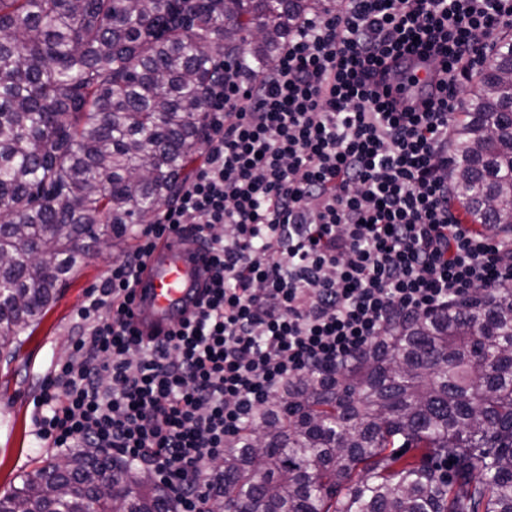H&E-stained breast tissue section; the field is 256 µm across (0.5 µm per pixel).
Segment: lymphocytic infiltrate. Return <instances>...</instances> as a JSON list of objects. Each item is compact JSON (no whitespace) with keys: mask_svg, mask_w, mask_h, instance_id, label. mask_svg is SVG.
<instances>
[{"mask_svg":"<svg viewBox=\"0 0 512 512\" xmlns=\"http://www.w3.org/2000/svg\"><path fill=\"white\" fill-rule=\"evenodd\" d=\"M512 0H337L276 59L212 83L202 161L174 203L133 227L44 375L36 437L107 448L149 470L176 512L224 444L285 386L335 374L398 322L512 286V232L459 223L448 137L463 81ZM424 50L419 82L405 51ZM410 101L392 111L390 94ZM190 233L212 258L192 315L143 338L130 297L155 240Z\"/></svg>","mask_w":512,"mask_h":512,"instance_id":"f902f5d3","label":"lymphocytic infiltrate"}]
</instances>
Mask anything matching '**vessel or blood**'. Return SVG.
I'll use <instances>...</instances> for the list:
<instances>
[{
	"label": "vessel or blood",
	"mask_w": 512,
	"mask_h": 512,
	"mask_svg": "<svg viewBox=\"0 0 512 512\" xmlns=\"http://www.w3.org/2000/svg\"><path fill=\"white\" fill-rule=\"evenodd\" d=\"M210 256L191 237H160L145 263L131 306L134 328L145 337L167 332L188 317L207 284Z\"/></svg>",
	"instance_id": "b4317fda"
}]
</instances>
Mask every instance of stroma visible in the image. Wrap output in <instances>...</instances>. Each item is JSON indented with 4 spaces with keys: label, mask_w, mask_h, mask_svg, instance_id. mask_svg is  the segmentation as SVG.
Instances as JSON below:
<instances>
[{
    "label": "stroma",
    "mask_w": 512,
    "mask_h": 512,
    "mask_svg": "<svg viewBox=\"0 0 512 512\" xmlns=\"http://www.w3.org/2000/svg\"><path fill=\"white\" fill-rule=\"evenodd\" d=\"M133 245L129 238L100 246L80 264L41 320L22 334L14 357L0 354V494L49 456V449L39 447L35 435L33 400L51 365L70 355L74 315L85 304L89 290Z\"/></svg>",
    "instance_id": "35a3bbf8"
}]
</instances>
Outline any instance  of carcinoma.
I'll return each mask as SVG.
<instances>
[{
    "label": "carcinoma",
    "instance_id": "1",
    "mask_svg": "<svg viewBox=\"0 0 512 512\" xmlns=\"http://www.w3.org/2000/svg\"><path fill=\"white\" fill-rule=\"evenodd\" d=\"M331 0H0V350L89 250L174 200L201 154L209 86L246 44L265 68ZM512 52L468 80L449 204L512 228ZM414 455H408V452ZM210 512H512V287L380 336L336 376L290 384L224 445ZM0 512H175L146 471L77 448Z\"/></svg>",
    "mask_w": 512,
    "mask_h": 512
}]
</instances>
